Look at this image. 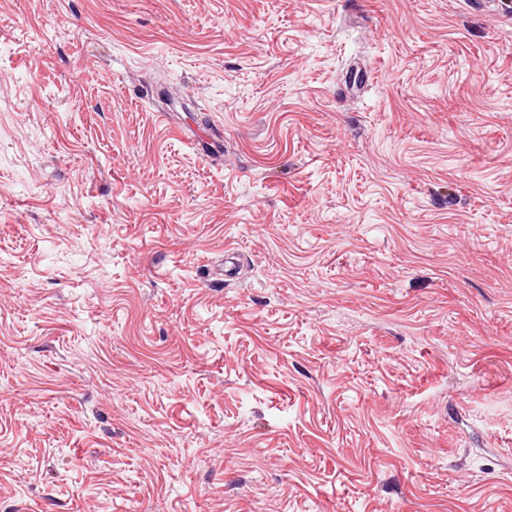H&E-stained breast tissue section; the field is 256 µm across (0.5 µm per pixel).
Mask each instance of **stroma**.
I'll list each match as a JSON object with an SVG mask.
<instances>
[{
	"mask_svg": "<svg viewBox=\"0 0 512 512\" xmlns=\"http://www.w3.org/2000/svg\"><path fill=\"white\" fill-rule=\"evenodd\" d=\"M0 512H512V0H0Z\"/></svg>",
	"mask_w": 512,
	"mask_h": 512,
	"instance_id": "1",
	"label": "stroma"
}]
</instances>
